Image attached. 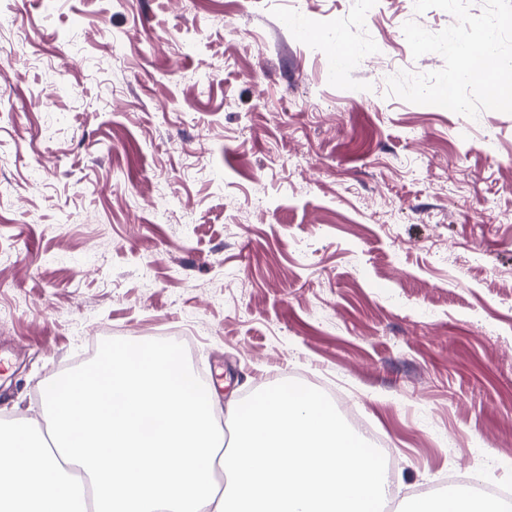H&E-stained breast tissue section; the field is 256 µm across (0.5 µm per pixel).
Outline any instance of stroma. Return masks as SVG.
Returning a JSON list of instances; mask_svg holds the SVG:
<instances>
[{"label":"stroma","mask_w":512,"mask_h":512,"mask_svg":"<svg viewBox=\"0 0 512 512\" xmlns=\"http://www.w3.org/2000/svg\"><path fill=\"white\" fill-rule=\"evenodd\" d=\"M414 0H0V420L103 340L186 332L220 403L338 384L387 512L512 490V114L389 95ZM377 48L360 60L356 50Z\"/></svg>","instance_id":"1"}]
</instances>
